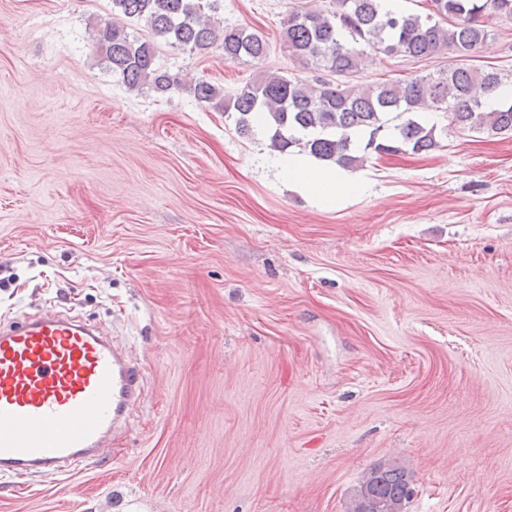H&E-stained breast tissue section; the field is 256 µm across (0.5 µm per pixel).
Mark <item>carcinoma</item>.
Masks as SVG:
<instances>
[{"instance_id":"cac0c4a2","label":"carcinoma","mask_w":512,"mask_h":512,"mask_svg":"<svg viewBox=\"0 0 512 512\" xmlns=\"http://www.w3.org/2000/svg\"><path fill=\"white\" fill-rule=\"evenodd\" d=\"M431 12L406 13L385 7L384 0H331L321 10H293L282 30L289 55L315 69L349 78L359 70L364 51L386 57L422 59L438 53L463 58L486 44L488 13L512 17V0H431ZM221 0H112V13L145 21L152 38L134 36L115 21L96 30L97 45L112 73L130 89L166 95L183 89L177 75L158 67L156 40L191 52L222 50L224 60L258 62L268 43L246 26H216ZM507 76L496 69H472L459 63L436 73L374 85L334 83L320 77L262 74L232 94L207 81L189 87L195 99L233 120L242 136L264 131L261 144L284 153L301 145L310 154L348 167L364 161V150L414 153L438 146L437 125L423 112H446L450 123L472 131L512 134V103L496 109L471 96L474 84L491 92ZM411 488L405 469L378 463L365 476L350 512H401Z\"/></svg>"}]
</instances>
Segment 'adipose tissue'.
<instances>
[{"label":"adipose tissue","instance_id":"obj_1","mask_svg":"<svg viewBox=\"0 0 512 512\" xmlns=\"http://www.w3.org/2000/svg\"><path fill=\"white\" fill-rule=\"evenodd\" d=\"M275 166L288 186L324 202L359 194L367 188L358 174L294 153L277 156Z\"/></svg>","mask_w":512,"mask_h":512}]
</instances>
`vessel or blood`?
I'll list each match as a JSON object with an SVG mask.
<instances>
[{"instance_id": "b4317fda", "label": "vessel or blood", "mask_w": 512, "mask_h": 512, "mask_svg": "<svg viewBox=\"0 0 512 512\" xmlns=\"http://www.w3.org/2000/svg\"><path fill=\"white\" fill-rule=\"evenodd\" d=\"M129 346L52 309L0 328V478L65 476L98 462L142 400Z\"/></svg>"}]
</instances>
